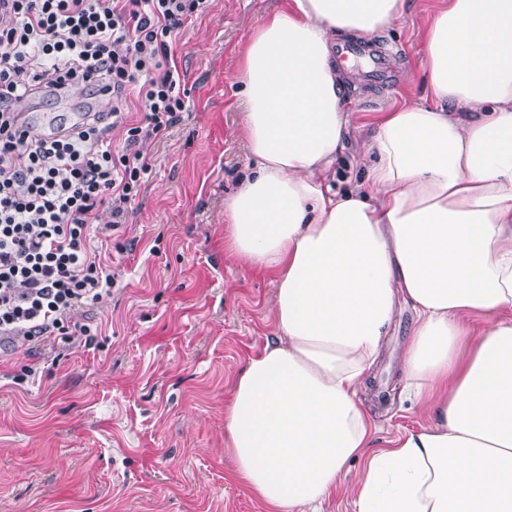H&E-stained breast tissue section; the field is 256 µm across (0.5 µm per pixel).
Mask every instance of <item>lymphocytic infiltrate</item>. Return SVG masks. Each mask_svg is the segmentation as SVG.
Wrapping results in <instances>:
<instances>
[{
	"label": "lymphocytic infiltrate",
	"mask_w": 512,
	"mask_h": 512,
	"mask_svg": "<svg viewBox=\"0 0 512 512\" xmlns=\"http://www.w3.org/2000/svg\"><path fill=\"white\" fill-rule=\"evenodd\" d=\"M207 3L0 0V342L19 330L37 346L96 340L77 313L113 277L91 228L106 203L124 222L153 169L140 143L187 111L173 37ZM71 85L109 96L110 113L41 135L14 109Z\"/></svg>",
	"instance_id": "f902f5d3"
}]
</instances>
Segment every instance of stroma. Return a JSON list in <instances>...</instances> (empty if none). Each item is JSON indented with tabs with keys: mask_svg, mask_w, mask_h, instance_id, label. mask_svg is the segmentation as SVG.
<instances>
[{
	"mask_svg": "<svg viewBox=\"0 0 512 512\" xmlns=\"http://www.w3.org/2000/svg\"><path fill=\"white\" fill-rule=\"evenodd\" d=\"M282 0H210L179 32L188 112L164 138L144 191L112 232L111 293L78 313L92 346L0 349V512H264L228 477L224 406L247 360L274 333V280L224 248V201L253 160L237 83L244 48ZM448 0H408L369 53L355 57L352 130L336 163L353 177L380 113L430 98L425 28ZM413 312L399 307L365 403L377 447L432 423L399 399ZM35 370L17 386L9 376Z\"/></svg>",
	"mask_w": 512,
	"mask_h": 512,
	"instance_id": "obj_1",
	"label": "stroma"
}]
</instances>
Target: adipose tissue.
Here are the masks:
<instances>
[{
	"mask_svg": "<svg viewBox=\"0 0 512 512\" xmlns=\"http://www.w3.org/2000/svg\"><path fill=\"white\" fill-rule=\"evenodd\" d=\"M405 5L284 0L238 74L257 167L224 204L227 243L273 274L275 334L224 435L266 512H318L352 460L356 512H512V0H448L425 32L432 103L381 113L362 180L333 187L352 123L336 42ZM402 303L401 397L434 422L377 450L361 393Z\"/></svg>",
	"mask_w": 512,
	"mask_h": 512,
	"instance_id": "obj_1",
	"label": "adipose tissue"
}]
</instances>
